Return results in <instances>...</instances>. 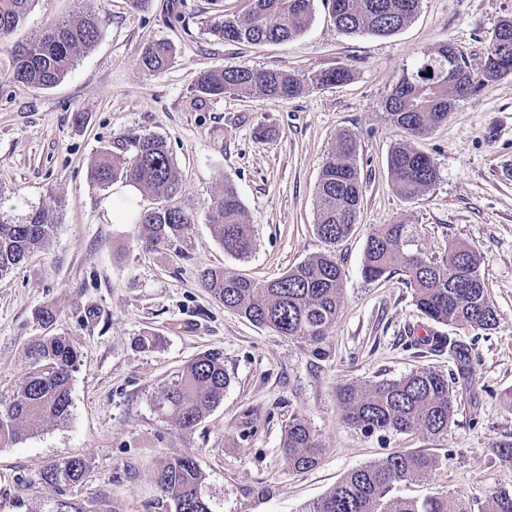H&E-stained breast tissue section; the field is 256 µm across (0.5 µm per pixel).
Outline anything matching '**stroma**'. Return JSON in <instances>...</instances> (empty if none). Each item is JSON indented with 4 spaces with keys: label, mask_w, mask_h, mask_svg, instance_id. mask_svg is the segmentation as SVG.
Instances as JSON below:
<instances>
[{
    "label": "stroma",
    "mask_w": 512,
    "mask_h": 512,
    "mask_svg": "<svg viewBox=\"0 0 512 512\" xmlns=\"http://www.w3.org/2000/svg\"><path fill=\"white\" fill-rule=\"evenodd\" d=\"M88 6L100 38L56 87L11 81L13 49L74 13L75 0H35L0 40V214L19 221L38 208L58 220L42 247L0 276V398L23 379L27 348L46 331L34 319L39 308L57 310L49 331L80 353L68 419L0 448V512H41L56 492L36 485L37 474L73 455L90 463L85 492H107L122 512H172L152 471L176 454L199 464L213 512H302L348 471L406 449L434 454L440 465L429 478L399 484L395 496H461L482 512L494 493L512 491V465L497 454L512 446V181L497 172L512 162V74L458 101L444 124L414 140L390 124L385 107L403 72L439 44H453L479 68L494 29L512 17V0H421L410 23L384 36L343 33L324 0H313L300 37L264 45L222 42L210 31L246 0H150L141 11L128 0ZM156 40L170 42L174 55L150 72L141 57ZM238 64L301 74L343 66L353 77L287 100L198 96L200 72ZM342 130L359 139L362 198L357 223L336 249L343 304L318 356L225 309L199 274L220 267L260 287L324 251L317 182ZM134 134L162 137L177 165V203L193 219L184 241L145 248L112 189L89 178L99 151L128 156ZM407 140L438 171L414 200L401 197L387 168L392 147ZM228 182L257 230L245 261L225 254L207 221ZM382 224L412 225L416 249L437 260L455 243L472 249L496 327L430 323L401 275L366 281V242ZM146 330L165 337L163 348L135 347ZM437 336L467 348L466 369L435 347ZM214 348L231 383L195 430L180 431L154 400L173 372ZM423 368L453 386L446 435L367 434L344 421L341 386ZM296 416L321 446L318 465L305 472L289 469L280 446Z\"/></svg>",
    "instance_id": "obj_1"
}]
</instances>
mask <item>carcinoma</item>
<instances>
[{"instance_id": "cac0c4a2", "label": "carcinoma", "mask_w": 512, "mask_h": 512, "mask_svg": "<svg viewBox=\"0 0 512 512\" xmlns=\"http://www.w3.org/2000/svg\"><path fill=\"white\" fill-rule=\"evenodd\" d=\"M32 0H0V39L10 36L24 19ZM313 0H248L245 12L226 15L211 31L220 40L264 44L291 40L303 34L312 18ZM336 26L345 33L369 31L392 34L415 16L420 0H325ZM100 36L98 15L84 12L64 19L41 38L21 43L13 51L12 76L38 89L59 84L77 58L94 47ZM512 41V18L502 20L489 43L484 63L477 70L445 43L418 59L403 74L387 100L391 124L419 138L448 119L456 101L466 98L506 76L501 71L497 43ZM173 56L171 44L152 41L143 53L144 67L163 69ZM432 76H426V73ZM351 77L346 67L325 69L307 76L288 70L258 71L243 65L201 73L195 83L201 97L235 91L268 100L300 95L306 84L325 87ZM131 155L117 157L102 151L89 170L95 184L106 189L121 180L134 185L152 201L135 215L141 241L147 247L170 244L186 237L192 218L175 204L180 179L166 142L157 135L129 139ZM358 137L343 131L331 143L316 191L317 235L327 246L322 252L291 268L280 277L256 288L246 277L224 269H205L199 281L231 310L252 324L279 336L302 339L322 354L321 344L338 318L342 306L343 273L334 257L336 245L357 221L362 180L357 165ZM388 172L400 195L413 200L437 179L428 155L409 143L399 144L388 157ZM212 226L224 253L239 260L256 248L253 225L246 218L235 187L224 184V193L208 209ZM56 218L42 209L31 211L16 223L0 214V275L9 273L50 237ZM414 230L409 224H383L368 237L362 274L374 282L401 273L412 290L413 303L429 322L468 325L489 331L497 324L479 258L467 247H456L448 258L435 261L421 252H409ZM165 338L151 331L136 337L137 348L152 351ZM29 371L8 400H0V447H10L47 423H60L70 415L71 382L80 353L64 336L47 335L27 349ZM230 377L224 369V352L211 349L198 354L169 378L155 402L158 412L182 431L193 430L224 400ZM338 399L346 422L367 433H409L423 429L433 436L448 433L454 408L448 378L430 369H419L393 380L349 384ZM288 467L311 470L319 462L320 445L307 421L288 422L281 438ZM437 457L423 452H395L386 459L349 471L329 492L306 505L303 512H471L458 497L430 495L392 497L402 482L430 476ZM89 463L80 455L47 464L39 473L41 484L53 487L57 496L45 512H123L103 491L87 496L82 487ZM205 477L197 462L174 455L153 472L161 497L173 512H211L202 493ZM485 512H512V492L500 491L486 504Z\"/></svg>"}]
</instances>
